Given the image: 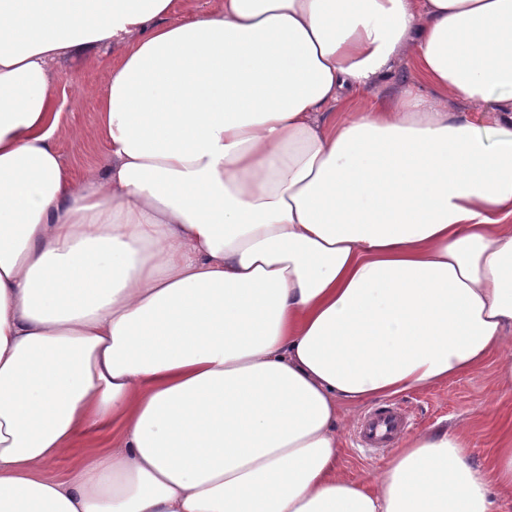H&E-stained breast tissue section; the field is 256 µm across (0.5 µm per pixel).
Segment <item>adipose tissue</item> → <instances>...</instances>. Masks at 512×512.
Segmentation results:
<instances>
[{
	"mask_svg": "<svg viewBox=\"0 0 512 512\" xmlns=\"http://www.w3.org/2000/svg\"><path fill=\"white\" fill-rule=\"evenodd\" d=\"M110 45L76 175L47 65ZM495 354L512 389V0H0V512H498L512 432L338 465ZM414 77L412 64L403 62L395 68L394 75L378 83L371 92L365 93L364 97L370 101L388 100L395 96L403 83Z\"/></svg>",
	"mask_w": 512,
	"mask_h": 512,
	"instance_id": "adipose-tissue-1",
	"label": "adipose tissue"
}]
</instances>
